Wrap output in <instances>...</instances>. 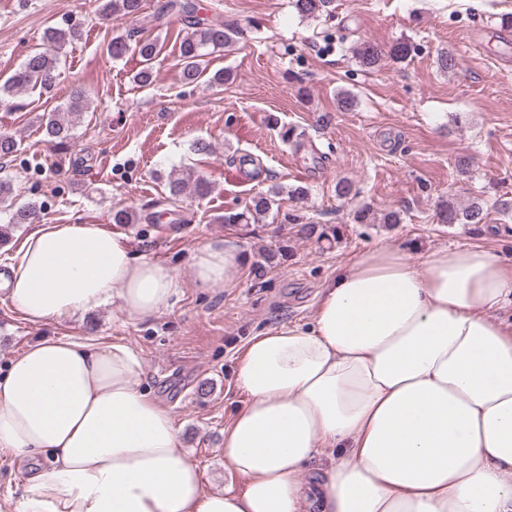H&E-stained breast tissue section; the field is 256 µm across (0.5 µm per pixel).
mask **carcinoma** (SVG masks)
Returning a JSON list of instances; mask_svg holds the SVG:
<instances>
[{
	"label": "carcinoma",
	"mask_w": 512,
	"mask_h": 512,
	"mask_svg": "<svg viewBox=\"0 0 512 512\" xmlns=\"http://www.w3.org/2000/svg\"><path fill=\"white\" fill-rule=\"evenodd\" d=\"M333 2L334 0H292V5L300 17L319 19L331 16ZM142 7L143 0H102L101 12L107 18L114 15L135 18L140 15ZM168 8L178 14L186 26V32L179 47V62L182 80L191 83L206 71L207 56L235 46L239 31L236 27L225 25L223 18L219 16L212 20L200 18L191 0H170ZM79 37V29L69 24L47 27L42 36V47L29 54L11 76L0 81V104L13 101L22 92L49 90L58 77L61 56L65 49ZM107 51L114 60L122 59L132 52L143 61L149 62L158 53V42L137 39L135 32L131 31L124 36L113 37L107 46ZM353 53L356 59L367 68L376 66L383 57L382 50L368 42L358 43L353 48ZM88 105L87 92L80 87L74 88L69 102L62 111L52 112L41 118L46 136L63 148L69 147L73 139V130L80 123ZM20 149L21 142L15 136L8 132H0L1 160L17 155ZM189 186L199 198H205L211 193L210 183L194 172L183 171L177 174L173 172L168 177L166 200L172 206H177L179 197ZM12 191L10 182L0 180V207H6L8 212L7 225L32 223L33 218L38 216L40 208L34 202L19 206L9 202ZM278 196L280 191L273 187L265 193L254 196L243 209L227 211L217 217L216 221L219 224L254 223L270 212ZM437 216L441 224H482L485 222L487 213L485 202L478 197L462 206L454 196L450 195L448 199L441 201ZM161 217L162 214L159 212L143 216L125 208L115 211L112 221L115 224H135L141 220L157 222ZM352 219L358 224H371L377 219L382 224L402 222L401 213L398 210H389L378 218L368 206L355 211ZM296 227L297 233L306 238L315 236L329 243L336 241L337 231L335 230L329 232L324 228H318L316 224L298 223ZM286 253L287 248L283 245L276 249L260 251L252 263L254 276L261 277L267 269L280 265L285 260Z\"/></svg>",
	"instance_id": "cac0c4a2"
}]
</instances>
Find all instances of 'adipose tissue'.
<instances>
[{
	"mask_svg": "<svg viewBox=\"0 0 512 512\" xmlns=\"http://www.w3.org/2000/svg\"><path fill=\"white\" fill-rule=\"evenodd\" d=\"M241 262L223 237L191 256L203 288ZM179 286L80 222L35 223L5 281L34 325L110 303L150 319ZM511 300L512 264L479 246L417 262L381 245L339 266L309 324L252 337L236 365L224 462L239 490H205L129 345L43 338L0 371V450L29 470L18 512H512Z\"/></svg>",
	"mask_w": 512,
	"mask_h": 512,
	"instance_id": "adipose-tissue-1",
	"label": "adipose tissue"
}]
</instances>
